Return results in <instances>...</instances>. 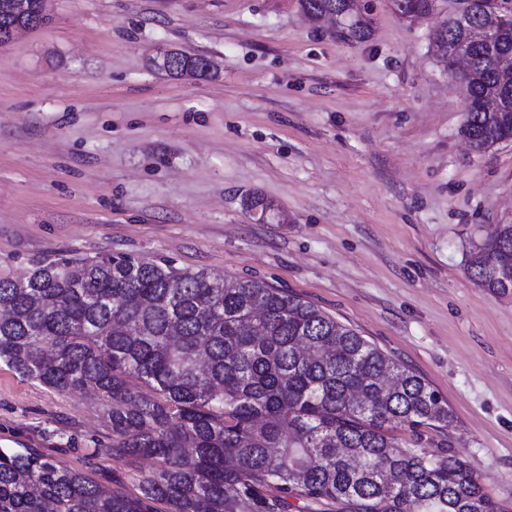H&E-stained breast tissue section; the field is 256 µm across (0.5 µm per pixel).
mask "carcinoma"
Here are the masks:
<instances>
[{
	"instance_id": "carcinoma-1",
	"label": "carcinoma",
	"mask_w": 512,
	"mask_h": 512,
	"mask_svg": "<svg viewBox=\"0 0 512 512\" xmlns=\"http://www.w3.org/2000/svg\"><path fill=\"white\" fill-rule=\"evenodd\" d=\"M412 20L439 0H392ZM336 17V38L359 43L372 21L356 0H300ZM433 47L473 59L465 94L501 97L468 110L462 134L486 149L512 138V84L492 56L512 40L458 44L448 17ZM171 76L211 75L209 58L177 53ZM269 218L278 208L247 200ZM489 294L512 290V224L470 252ZM0 363L58 392H91L112 431L111 455L153 460L136 493L102 485L35 448H0V512H504L453 454L423 446V429L454 414L424 379L317 305L249 278L127 255L61 256L23 279L0 277ZM405 427L413 447L390 434Z\"/></svg>"
}]
</instances>
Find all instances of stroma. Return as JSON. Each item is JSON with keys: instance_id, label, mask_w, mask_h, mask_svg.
Here are the masks:
<instances>
[{"instance_id": "obj_1", "label": "stroma", "mask_w": 512, "mask_h": 512, "mask_svg": "<svg viewBox=\"0 0 512 512\" xmlns=\"http://www.w3.org/2000/svg\"><path fill=\"white\" fill-rule=\"evenodd\" d=\"M359 5L372 32L349 44L299 0H48L47 24L0 45V277L129 255L313 302L448 402L429 451L450 448L512 512V293L467 272L512 224V140L462 135L436 17ZM170 50L213 74H166ZM255 196L279 220L248 212ZM111 441L98 400L0 364V448L133 492L153 462Z\"/></svg>"}]
</instances>
